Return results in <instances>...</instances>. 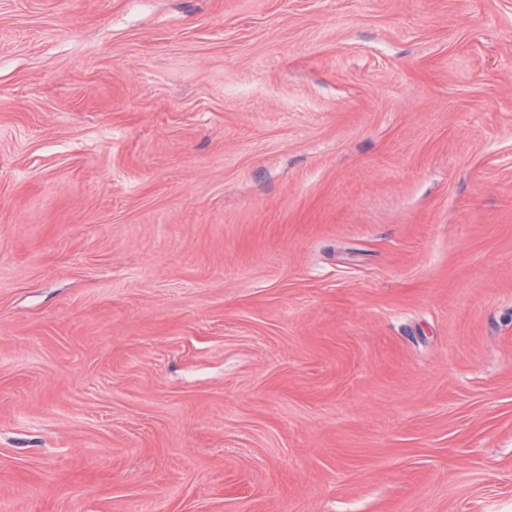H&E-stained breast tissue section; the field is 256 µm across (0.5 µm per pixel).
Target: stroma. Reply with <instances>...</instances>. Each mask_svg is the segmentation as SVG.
Segmentation results:
<instances>
[{"label": "stroma", "mask_w": 512, "mask_h": 512, "mask_svg": "<svg viewBox=\"0 0 512 512\" xmlns=\"http://www.w3.org/2000/svg\"><path fill=\"white\" fill-rule=\"evenodd\" d=\"M0 512H512V0H0Z\"/></svg>", "instance_id": "stroma-1"}]
</instances>
